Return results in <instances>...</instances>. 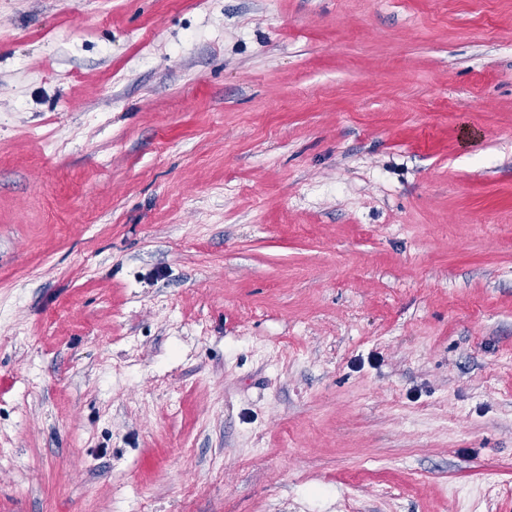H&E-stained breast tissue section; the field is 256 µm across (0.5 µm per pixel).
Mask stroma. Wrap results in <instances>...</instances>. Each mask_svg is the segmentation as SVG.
Listing matches in <instances>:
<instances>
[{
    "instance_id": "35a3bbf8",
    "label": "stroma",
    "mask_w": 512,
    "mask_h": 512,
    "mask_svg": "<svg viewBox=\"0 0 512 512\" xmlns=\"http://www.w3.org/2000/svg\"><path fill=\"white\" fill-rule=\"evenodd\" d=\"M0 512H512V0H0Z\"/></svg>"
}]
</instances>
